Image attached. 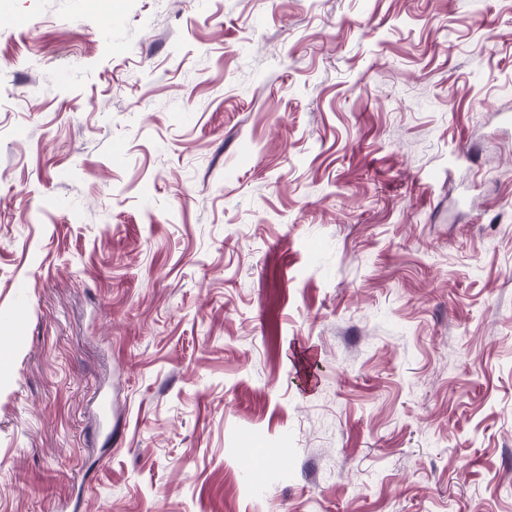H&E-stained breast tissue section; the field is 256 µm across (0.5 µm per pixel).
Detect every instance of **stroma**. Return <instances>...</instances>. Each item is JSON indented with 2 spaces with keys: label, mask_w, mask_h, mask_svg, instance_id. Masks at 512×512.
Segmentation results:
<instances>
[{
  "label": "stroma",
  "mask_w": 512,
  "mask_h": 512,
  "mask_svg": "<svg viewBox=\"0 0 512 512\" xmlns=\"http://www.w3.org/2000/svg\"><path fill=\"white\" fill-rule=\"evenodd\" d=\"M0 336V512H512V0H0Z\"/></svg>",
  "instance_id": "35a3bbf8"
}]
</instances>
